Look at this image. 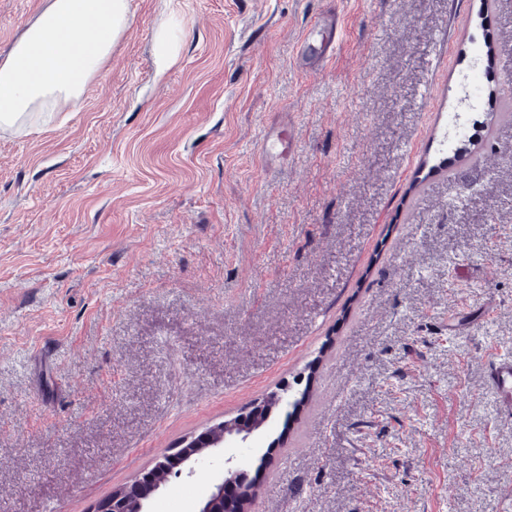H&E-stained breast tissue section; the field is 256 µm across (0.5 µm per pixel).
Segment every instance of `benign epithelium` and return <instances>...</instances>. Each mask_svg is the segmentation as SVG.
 Segmentation results:
<instances>
[{"label":"benign epithelium","mask_w":512,"mask_h":512,"mask_svg":"<svg viewBox=\"0 0 512 512\" xmlns=\"http://www.w3.org/2000/svg\"><path fill=\"white\" fill-rule=\"evenodd\" d=\"M294 405L285 395L272 393L261 402L249 405L250 411L236 418L215 424L205 431L183 439L179 453L180 472L191 471L193 463L211 454L216 448H238L268 420L270 410L264 404ZM171 455L158 457L153 466L140 473L130 485L115 488L112 493L96 503L94 512H148L147 503L166 486L173 474L168 462ZM240 468L234 456L224 458V476L199 502L198 512H246L248 500L241 496L239 488Z\"/></svg>","instance_id":"7a95c632"}]
</instances>
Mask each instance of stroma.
I'll return each mask as SVG.
<instances>
[{
    "label": "stroma",
    "mask_w": 512,
    "mask_h": 512,
    "mask_svg": "<svg viewBox=\"0 0 512 512\" xmlns=\"http://www.w3.org/2000/svg\"><path fill=\"white\" fill-rule=\"evenodd\" d=\"M44 4L0 0V58ZM479 6L132 0L77 108L0 131V512H92L307 375L236 451L271 457L253 512H512L486 383L512 357V121L466 91L512 79V0L485 30ZM454 116L461 158L435 136ZM282 127L287 158L262 156ZM223 456L152 512H196ZM178 49V35L169 32L161 31L155 38L154 51L156 57L161 61L172 60Z\"/></svg>",
    "instance_id": "35a3bbf8"
}]
</instances>
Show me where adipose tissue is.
I'll use <instances>...</instances> for the list:
<instances>
[{
  "instance_id": "ef3b65f1",
  "label": "adipose tissue",
  "mask_w": 512,
  "mask_h": 512,
  "mask_svg": "<svg viewBox=\"0 0 512 512\" xmlns=\"http://www.w3.org/2000/svg\"><path fill=\"white\" fill-rule=\"evenodd\" d=\"M131 0H46L0 60V130L77 105L126 33Z\"/></svg>"
}]
</instances>
